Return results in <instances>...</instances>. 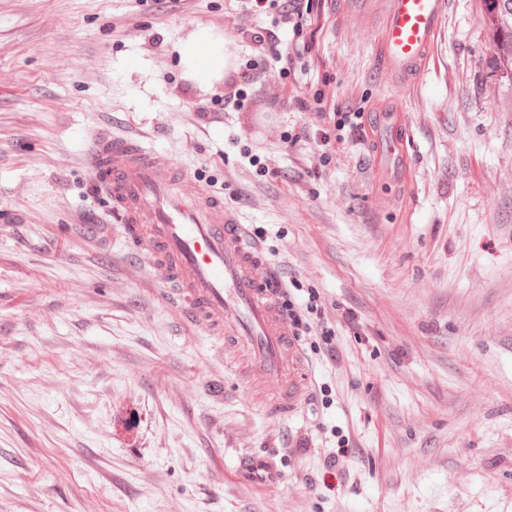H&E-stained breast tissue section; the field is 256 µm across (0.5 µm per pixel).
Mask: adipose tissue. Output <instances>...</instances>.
<instances>
[{
    "label": "adipose tissue",
    "instance_id": "obj_1",
    "mask_svg": "<svg viewBox=\"0 0 512 512\" xmlns=\"http://www.w3.org/2000/svg\"><path fill=\"white\" fill-rule=\"evenodd\" d=\"M180 64L187 79L210 83L221 79L229 67L224 40L211 28L200 27L179 50Z\"/></svg>",
    "mask_w": 512,
    "mask_h": 512
}]
</instances>
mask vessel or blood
<instances>
[{
  "label": "vessel or blood",
  "instance_id": "vessel-or-blood-1",
  "mask_svg": "<svg viewBox=\"0 0 512 512\" xmlns=\"http://www.w3.org/2000/svg\"><path fill=\"white\" fill-rule=\"evenodd\" d=\"M388 74L416 75L436 34L446 0H383ZM378 120L387 166L400 161L399 120ZM96 184L124 224L134 259L161 271L184 318L222 337L225 353L245 351L255 375L279 390L274 415L296 412L309 384L304 359L275 299L265 290L267 263L259 244L221 196L175 167L159 164L140 138L96 129L87 152Z\"/></svg>",
  "mask_w": 512,
  "mask_h": 512
}]
</instances>
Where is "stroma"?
Listing matches in <instances>:
<instances>
[{
  "mask_svg": "<svg viewBox=\"0 0 512 512\" xmlns=\"http://www.w3.org/2000/svg\"><path fill=\"white\" fill-rule=\"evenodd\" d=\"M382 10L317 0L303 43L274 26L293 69L255 73L245 31L272 17L243 0H0V512H512V79L487 0H450L415 82L382 76ZM200 26L232 56L210 85L179 63ZM396 108L388 181L374 120ZM346 110L361 128L320 147ZM104 125L319 292L336 357L304 347L293 417L126 261L85 163Z\"/></svg>",
  "mask_w": 512,
  "mask_h": 512,
  "instance_id": "obj_1",
  "label": "stroma"
}]
</instances>
